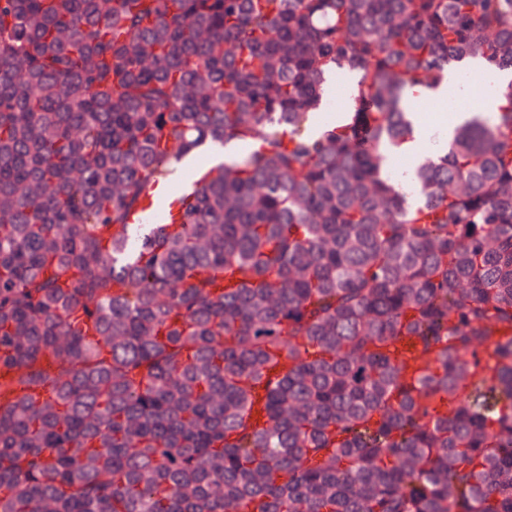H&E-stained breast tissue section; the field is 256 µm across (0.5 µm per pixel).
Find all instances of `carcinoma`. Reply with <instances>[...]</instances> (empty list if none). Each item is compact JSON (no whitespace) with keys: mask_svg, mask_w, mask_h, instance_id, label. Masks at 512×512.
<instances>
[{"mask_svg":"<svg viewBox=\"0 0 512 512\" xmlns=\"http://www.w3.org/2000/svg\"><path fill=\"white\" fill-rule=\"evenodd\" d=\"M477 58L512 0H0V512H512V83L388 175ZM350 81L351 77L349 74H336L333 84H331L327 90V95H330L334 91V86H336V95L326 97L324 108L318 115L321 121H326L335 116L336 112H345L349 108ZM158 185L152 182L147 183L143 189L146 209L136 215L132 224H175L179 210V200L170 204L168 213H163L155 208V197Z\"/></svg>","mask_w":512,"mask_h":512,"instance_id":"carcinoma-1","label":"carcinoma"}]
</instances>
